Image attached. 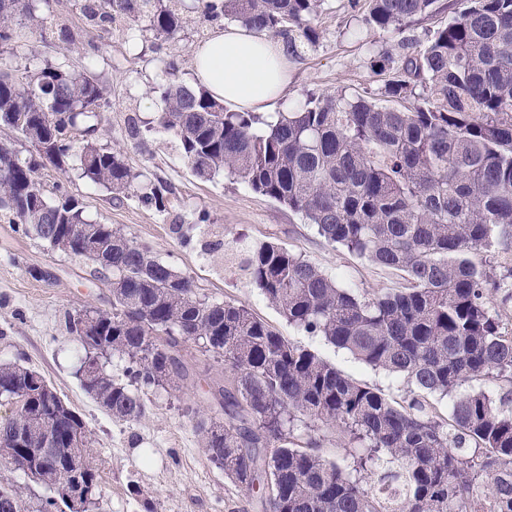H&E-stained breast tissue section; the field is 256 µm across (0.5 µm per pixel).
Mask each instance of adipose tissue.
<instances>
[{"mask_svg":"<svg viewBox=\"0 0 512 512\" xmlns=\"http://www.w3.org/2000/svg\"><path fill=\"white\" fill-rule=\"evenodd\" d=\"M193 58L197 82L238 112L264 111L288 85L285 44L238 25L213 34Z\"/></svg>","mask_w":512,"mask_h":512,"instance_id":"1","label":"adipose tissue"}]
</instances>
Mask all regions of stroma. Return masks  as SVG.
Returning <instances> with one entry per match:
<instances>
[{
	"label": "stroma",
	"instance_id": "stroma-1",
	"mask_svg": "<svg viewBox=\"0 0 512 512\" xmlns=\"http://www.w3.org/2000/svg\"><path fill=\"white\" fill-rule=\"evenodd\" d=\"M38 16L29 33L37 61H29L22 49L6 46L0 48V69L22 80L38 62L79 69L95 58L104 103L94 142L119 151L134 172L171 187L160 211L141 202L137 192L119 203L105 189L45 166L36 176L46 197H53L56 185L65 186L92 218L148 243L159 259L191 277L200 298L245 305L343 374L402 401L403 386L385 372L289 325L238 268L231 249L243 243L281 245L361 294L400 287L399 272L327 243L301 215L240 179L224 174L208 181L196 178L175 136L156 123L166 63L177 61L176 81L194 84L193 50L214 31V24L192 15L180 37L169 41L143 24L130 46L119 33L87 26L79 0H45ZM60 22L74 31L73 43L60 41ZM440 24L436 17L401 34L387 32L366 26L362 8L352 7L350 0H325L316 22L319 40L300 44L290 61L288 86L272 111H288L311 93L362 95L386 104L383 83L371 71L373 54L386 49L402 57V41L426 46ZM39 268L52 269L54 280L35 277ZM91 271L88 262L22 234L16 219L0 212V361H17L38 371L83 418L95 442L101 476L100 496L90 512H262L258 492L236 486L205 453L195 424L213 411L193 387L146 392L149 411L134 424L112 419L84 392L79 368L85 352L68 333L66 318L79 310L108 307V291Z\"/></svg>",
	"mask_w": 512,
	"mask_h": 512
}]
</instances>
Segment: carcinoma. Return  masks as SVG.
Here are the masks:
<instances>
[{
	"label": "carcinoma",
	"instance_id": "obj_1",
	"mask_svg": "<svg viewBox=\"0 0 512 512\" xmlns=\"http://www.w3.org/2000/svg\"><path fill=\"white\" fill-rule=\"evenodd\" d=\"M43 0H0V46L29 47L19 19H37ZM323 0H84L93 28L142 20L169 40L191 13L230 20L314 44ZM366 25L403 31L444 10L439 0H364ZM456 15L429 44L397 60L375 53L372 73L386 97L421 87L422 102L388 107L364 97L322 94L272 116L230 112L202 87L162 85L161 128L177 138L199 179L227 172L314 226L325 241L403 273L404 288L358 295L315 264L273 243L246 247L243 268L265 298L311 336L401 380L406 404L339 372L265 323L243 304L197 298L194 281L152 248L91 220L83 202L57 186L49 200L35 174L50 165L76 171L122 201L165 208L168 186L140 179L120 152L59 137L69 121L92 126L103 88L94 59L75 71L39 67L24 85L0 71V131L31 144L21 160L0 142V210L21 231L54 248L74 224L102 246L88 257L109 292L108 309L68 315L75 341L128 359L129 383L93 369L84 390L113 418L140 421L141 393L195 377L185 344L224 358V381L210 400L220 408L196 423L202 447L240 487L262 486L263 512H512V401L486 392L454 397L448 419L429 414L424 396L497 377L512 382V332L500 327L492 276L470 255L495 241L512 246V0H458ZM138 308L140 321L125 319ZM0 392L27 407L0 421V459L28 455L38 482L54 489L31 510L22 493L0 485V512H57L82 487L100 493L91 433L36 371L0 362ZM336 427L353 446L343 462L318 444L298 443V418Z\"/></svg>",
	"mask_w": 512,
	"mask_h": 512
}]
</instances>
